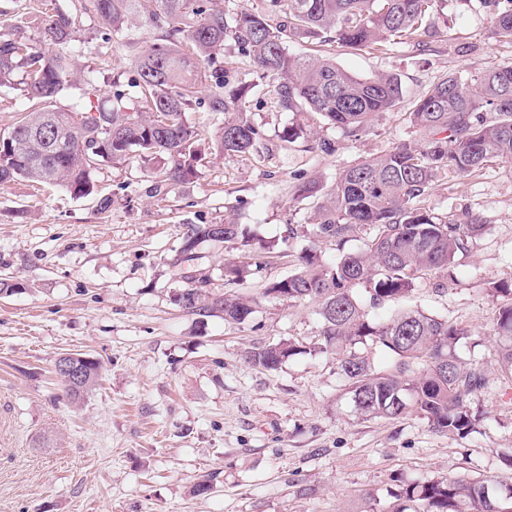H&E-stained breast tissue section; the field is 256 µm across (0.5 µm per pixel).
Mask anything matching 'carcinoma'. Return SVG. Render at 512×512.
<instances>
[{
    "label": "carcinoma",
    "mask_w": 512,
    "mask_h": 512,
    "mask_svg": "<svg viewBox=\"0 0 512 512\" xmlns=\"http://www.w3.org/2000/svg\"><path fill=\"white\" fill-rule=\"evenodd\" d=\"M222 2L82 0L84 13L107 22L112 34H124L132 12L161 32L144 50L134 40L126 44L135 95L117 89L109 100L83 109L57 106L74 75L70 14L56 7L44 12L36 41L20 26L1 32L0 84L21 73L30 105L13 127L0 131V186L26 179L87 197L98 193L93 173L100 165L134 159L161 160L166 179L188 181L205 142L184 114L198 102L203 85L209 86L208 111L224 115L220 149L250 152L259 132L244 117L247 90L224 93L219 57L229 37L262 77L275 80L273 92L282 109L312 114L358 137L397 105L401 82L389 75L359 78L324 55L295 56L288 40L382 53L395 37L423 47L436 32L438 0H266L260 11L240 12L225 10ZM482 4L494 36L512 44V0ZM409 121L421 141L344 170L328 204L318 211L316 236L338 247L358 227L374 226L377 233L361 250L342 254L330 266L305 251L295 272L265 288L264 294L290 303H318V341L308 348L290 339L259 346L247 352V359L276 371L307 351L329 354L360 415L396 419L415 412L432 431L463 438L481 422L470 401L486 384L479 366L462 362L455 352L470 333L400 301L425 276L453 268L488 228L469 211L441 217L428 199L442 180L469 177L492 161H512V65L467 78L442 77L414 101ZM214 235L210 224H191L184 233L172 259L185 282L179 302L193 314L221 311L224 319L243 324L255 312L256 300L210 295V278L196 269L198 246ZM359 287L371 306L395 305L388 319L368 320L355 294ZM489 292L499 301L492 329L497 371L511 389L512 286L496 285ZM359 344L384 353L391 367L358 353ZM100 368L95 359L82 365L80 383L65 385L69 398L80 400L93 391ZM393 498L397 507L391 512H512V492L504 499L493 497L484 482L454 477L402 480Z\"/></svg>",
    "instance_id": "cac0c4a2"
}]
</instances>
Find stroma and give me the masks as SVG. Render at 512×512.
Here are the masks:
<instances>
[{
    "mask_svg": "<svg viewBox=\"0 0 512 512\" xmlns=\"http://www.w3.org/2000/svg\"><path fill=\"white\" fill-rule=\"evenodd\" d=\"M55 2L75 20L80 76L96 77L102 98L127 86L133 72L124 39L152 44L158 33L148 20L136 18L127 36L106 42L105 25L83 12L81 0ZM438 9L451 22L427 50L400 38L383 53L331 48L356 76L392 74L402 83L398 107L359 138L317 123L285 141L295 115L229 40L224 90L247 87L246 115L261 134L256 150L218 148L221 118L202 104L185 120L210 149L195 178L169 183L162 199L149 194L160 169L138 162L101 165L95 197L24 180L0 188V279L17 285L0 297V512H388L401 476L512 485V467L499 460L512 448V395L496 371L497 304L488 293L512 284V162L435 185L437 214L469 208L490 229L473 239L451 276L421 280L409 298L469 329L457 354L488 379L471 400L485 416L480 432L453 438L414 414H357L329 355L299 354L275 371L245 358L279 340L316 341V304L288 303L264 288L294 272L302 250L334 261V244L319 241L314 223L339 174L419 140L408 111L443 75L512 64V45L493 37L480 0H439ZM462 44L469 52H459ZM319 139L333 142L335 152L316 149ZM313 179L317 194L302 195ZM102 194L114 199L110 211L98 206ZM224 223L275 246L263 269L240 285L225 282L224 264H250L249 248L221 241L198 248L210 293L256 298L246 324L220 311L193 314L177 302L185 284L171 259L186 225ZM65 353L103 364L84 400L72 401L55 374ZM206 474L214 477L211 491L195 495Z\"/></svg>",
    "mask_w": 512,
    "mask_h": 512,
    "instance_id": "stroma-1",
    "label": "stroma"
}]
</instances>
